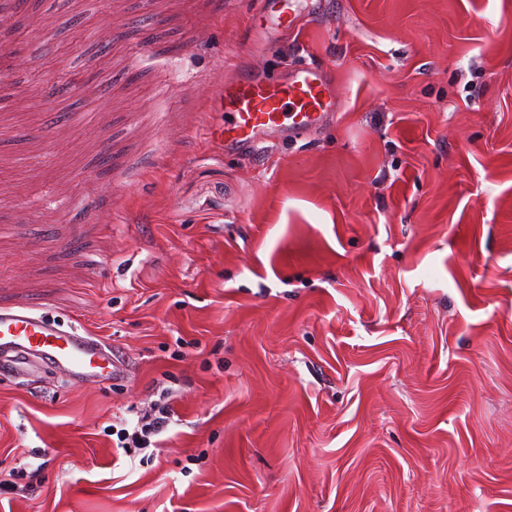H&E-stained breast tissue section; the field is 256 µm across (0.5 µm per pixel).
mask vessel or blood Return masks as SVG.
Returning a JSON list of instances; mask_svg holds the SVG:
<instances>
[{"label": "vessel or blood", "instance_id": "obj_1", "mask_svg": "<svg viewBox=\"0 0 512 512\" xmlns=\"http://www.w3.org/2000/svg\"><path fill=\"white\" fill-rule=\"evenodd\" d=\"M261 15L251 37L271 42L282 32L300 28L288 0H262ZM338 107L335 85L322 69L304 65L277 82L256 69L211 90L212 119L203 135L217 147L250 151L274 133L294 140L307 137ZM0 365L25 376L51 365L76 382L110 380L123 373L102 340L26 309L0 308Z\"/></svg>", "mask_w": 512, "mask_h": 512}]
</instances>
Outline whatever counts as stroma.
Masks as SVG:
<instances>
[{
    "label": "stroma",
    "instance_id": "35a3bbf8",
    "mask_svg": "<svg viewBox=\"0 0 512 512\" xmlns=\"http://www.w3.org/2000/svg\"><path fill=\"white\" fill-rule=\"evenodd\" d=\"M293 8L274 49L258 0H112L75 45L83 0H0V306L127 369L0 368V512H512V0ZM305 64L317 134L203 139ZM172 412L168 400L160 398L150 407L149 411L140 414L136 412L137 419L130 424L129 428H127V422L119 430L112 426V434L110 435L117 436V448H137L140 450L150 448L154 444L151 438L168 426L173 416ZM114 428L116 429L115 432H113ZM153 447L155 446L153 445Z\"/></svg>",
    "mask_w": 512,
    "mask_h": 512
}]
</instances>
